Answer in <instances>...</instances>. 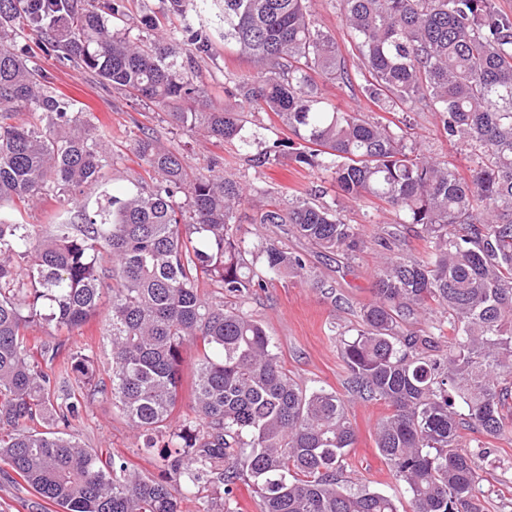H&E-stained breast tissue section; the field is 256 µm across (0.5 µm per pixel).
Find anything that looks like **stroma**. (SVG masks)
<instances>
[{"label": "stroma", "instance_id": "obj_1", "mask_svg": "<svg viewBox=\"0 0 512 512\" xmlns=\"http://www.w3.org/2000/svg\"><path fill=\"white\" fill-rule=\"evenodd\" d=\"M11 46L20 54L35 55L45 85L49 90L73 97L83 120L103 123L112 149L104 186L78 188L70 204L60 202L54 195H44L37 205L19 207V222L35 225L39 233L46 234L53 224L73 217L77 206L96 209L102 190L118 192L129 188L141 171L134 145L145 126L165 144L177 149L192 170H204L216 159L222 161L225 171L234 174L247 188V200L237 213L239 237L248 244L262 238L281 239L289 251L302 253L314 278L324 282L319 289L305 283L273 280L269 288L253 296L249 310L264 324L282 363L302 383L310 388L344 392L349 372L340 355L339 335L356 326L360 309L373 298L382 262L373 241L383 230H392L399 235L400 254L407 258L420 256L424 243L412 227L401 223L399 215L385 204L347 201L322 170L287 158L274 165L256 166L254 155L282 136L274 115L263 112L256 115L250 127L253 137L249 145L212 143L171 123L154 106L114 91L83 70L60 61L56 52L40 46L34 34L17 36ZM228 73L242 78L252 75L253 68L248 61L219 46L213 58L201 62L198 80L215 104L237 109L240 101L224 94V76ZM322 91L342 110H357L385 122L408 120V140L421 153L439 161H453L459 171H466L463 146L448 141L433 113L385 112L363 98L359 90L332 82L323 83ZM317 190L322 191L324 201L335 203L346 223L359 229L365 245L354 258L321 256L273 225L254 223V215L269 198H289ZM386 411V406L379 402L359 400L353 404L351 413L357 442L349 453L344 475L351 484L369 486L405 505L409 497L403 484L390 475L375 447L374 427ZM74 432L87 447L110 450L141 470L149 473L154 470L148 460L138 455V437L125 418L113 410L109 400L100 398L91 404L76 422ZM480 466L485 512H512V434L491 440L490 450ZM0 512H44L42 501L1 463Z\"/></svg>", "mask_w": 512, "mask_h": 512}]
</instances>
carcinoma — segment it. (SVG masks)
Returning <instances> with one entry per match:
<instances>
[{
	"label": "carcinoma",
	"instance_id": "obj_1",
	"mask_svg": "<svg viewBox=\"0 0 512 512\" xmlns=\"http://www.w3.org/2000/svg\"><path fill=\"white\" fill-rule=\"evenodd\" d=\"M134 2L0 0V205L98 185L108 165L105 134L71 115L72 100L40 90L11 49L24 30L217 142L247 146L252 117L276 114L290 137L259 165L287 154L330 173L343 196L382 200L421 227L418 259L392 254L393 236L375 241L385 254L374 298L341 340L348 388L390 408L376 448L411 512H484L486 449L467 434L512 432V15L493 0H337L358 60L351 70L310 0H222L224 48L256 70L224 84L249 105L241 112L199 105L210 26L168 25L201 16L208 0H160L140 13ZM319 77L391 111L434 113L448 141L465 144L470 177L418 153L400 126L336 108ZM28 105L49 126L15 124ZM135 150L153 185L105 196L47 239L0 209V462L59 512H181L186 495L206 488L215 497L200 512H239L246 480L262 512H400L395 499L342 483L357 440L349 400L302 386L245 309L269 276L311 281L303 255L273 240L243 244L244 189L219 162L190 172L145 130ZM254 223L286 224L329 253L364 247L355 225L312 197L274 199ZM202 280L216 291L200 292ZM103 308L110 370L86 348L60 355L58 336L29 345L33 327L71 332ZM99 397L141 434L160 477L73 434Z\"/></svg>",
	"mask_w": 512,
	"mask_h": 512
}]
</instances>
